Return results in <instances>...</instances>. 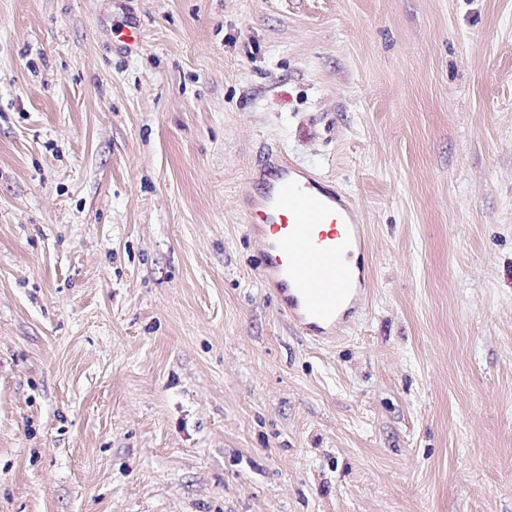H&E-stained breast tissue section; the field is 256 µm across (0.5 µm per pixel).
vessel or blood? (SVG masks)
Segmentation results:
<instances>
[{
    "instance_id": "1",
    "label": "vessel or blood",
    "mask_w": 512,
    "mask_h": 512,
    "mask_svg": "<svg viewBox=\"0 0 512 512\" xmlns=\"http://www.w3.org/2000/svg\"><path fill=\"white\" fill-rule=\"evenodd\" d=\"M275 165L276 184L250 202L258 275L280 315L310 340L332 343L369 301L368 232L346 196L284 159Z\"/></svg>"
}]
</instances>
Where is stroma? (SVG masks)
Returning <instances> with one entry per match:
<instances>
[{
    "mask_svg": "<svg viewBox=\"0 0 512 512\" xmlns=\"http://www.w3.org/2000/svg\"><path fill=\"white\" fill-rule=\"evenodd\" d=\"M279 155L367 226L332 345ZM0 512H512V0H0ZM273 162L277 183L250 201L257 224H247L259 245V278L302 335L335 342L369 301L368 232L346 196L284 159Z\"/></svg>",
    "mask_w": 512,
    "mask_h": 512,
    "instance_id": "35a3bbf8",
    "label": "stroma"
}]
</instances>
